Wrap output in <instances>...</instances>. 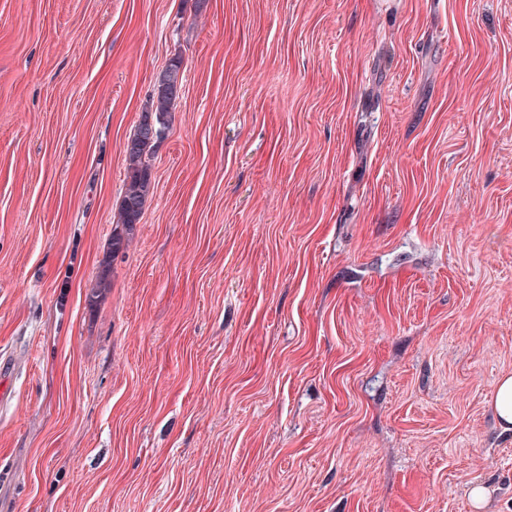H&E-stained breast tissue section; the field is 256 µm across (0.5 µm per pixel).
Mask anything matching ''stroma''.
Wrapping results in <instances>:
<instances>
[{
    "label": "stroma",
    "instance_id": "35a3bbf8",
    "mask_svg": "<svg viewBox=\"0 0 512 512\" xmlns=\"http://www.w3.org/2000/svg\"><path fill=\"white\" fill-rule=\"evenodd\" d=\"M15 359L0 512H512V0H0ZM184 60L171 57L155 79L154 90L142 108L138 124L125 145L127 176L119 220L112 228V256L123 252L133 239L152 186V159L157 135L171 129L172 112L183 87ZM490 406L502 431H512V374L499 380Z\"/></svg>",
    "mask_w": 512,
    "mask_h": 512
}]
</instances>
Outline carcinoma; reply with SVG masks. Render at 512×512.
Instances as JSON below:
<instances>
[{"label": "carcinoma", "instance_id": "obj_1", "mask_svg": "<svg viewBox=\"0 0 512 512\" xmlns=\"http://www.w3.org/2000/svg\"><path fill=\"white\" fill-rule=\"evenodd\" d=\"M184 60L171 57L155 79L154 90L142 108L138 124L125 145L127 176L121 202L119 220L112 228L111 252L116 256L133 239L152 186V159L157 146V135L171 129L172 112L183 87ZM111 263H104L95 285L88 294L89 301L112 286Z\"/></svg>", "mask_w": 512, "mask_h": 512}]
</instances>
